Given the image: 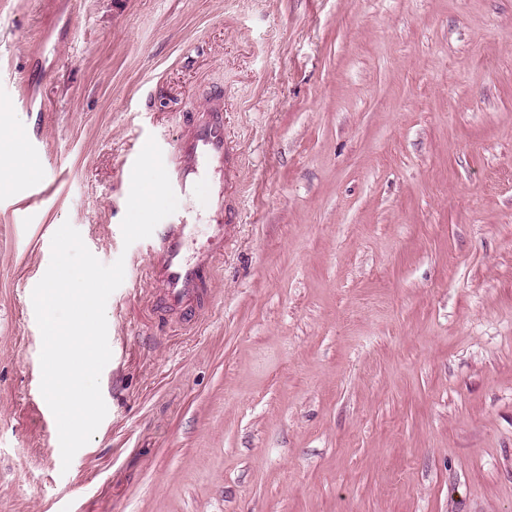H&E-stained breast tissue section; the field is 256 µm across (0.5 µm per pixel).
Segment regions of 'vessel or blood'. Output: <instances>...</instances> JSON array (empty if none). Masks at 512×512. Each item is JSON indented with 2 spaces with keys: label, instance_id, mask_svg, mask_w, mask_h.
<instances>
[{
  "label": "vessel or blood",
  "instance_id": "vessel-or-blood-1",
  "mask_svg": "<svg viewBox=\"0 0 512 512\" xmlns=\"http://www.w3.org/2000/svg\"><path fill=\"white\" fill-rule=\"evenodd\" d=\"M173 156L174 164L168 170L172 187L188 196L199 185H207L213 222L208 226L206 243L197 248L193 245V213L185 208L173 213L154 237L152 273L165 310L193 311L210 301L216 262L224 252V239L231 226L223 184L234 178L236 169L225 150L221 102H213L209 111L202 113L177 142Z\"/></svg>",
  "mask_w": 512,
  "mask_h": 512
}]
</instances>
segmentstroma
Segmentation results:
<instances>
[{
    "label": "stroma",
    "mask_w": 512,
    "mask_h": 512,
    "mask_svg": "<svg viewBox=\"0 0 512 512\" xmlns=\"http://www.w3.org/2000/svg\"><path fill=\"white\" fill-rule=\"evenodd\" d=\"M224 94L207 309L125 245L131 166ZM0 512H512V0H0ZM103 264L107 415L63 467L32 292Z\"/></svg>",
    "instance_id": "stroma-1"
}]
</instances>
